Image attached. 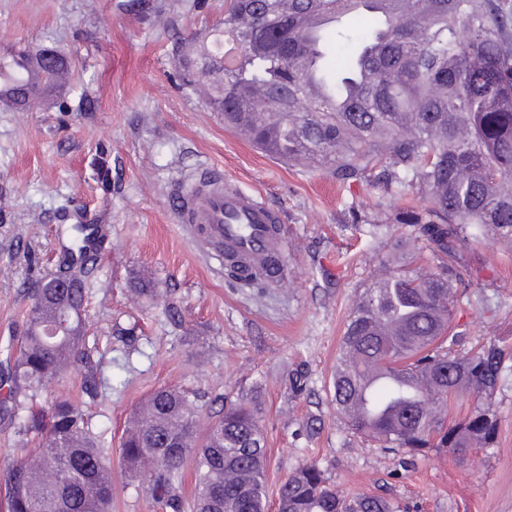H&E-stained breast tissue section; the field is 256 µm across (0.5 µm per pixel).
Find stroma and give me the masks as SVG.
<instances>
[{"instance_id":"1","label":"stroma","mask_w":512,"mask_h":512,"mask_svg":"<svg viewBox=\"0 0 512 512\" xmlns=\"http://www.w3.org/2000/svg\"><path fill=\"white\" fill-rule=\"evenodd\" d=\"M224 26V0H0V55L53 48L69 80L37 106L0 102V470L15 445L9 358L24 331L29 288L49 278L69 225L105 234L91 276L88 344L109 385L89 397L80 376L39 389L76 402L112 440V512H153L121 436L153 391L193 392L210 418L248 393L267 440L269 512L299 465L317 462L344 495L381 496L403 512H512V242L462 245L472 286L453 324L465 353L506 356L492 402L494 447L412 457L350 430L333 400L336 353L363 291L385 261L427 269L431 252L401 231L371 238L348 210L373 215L419 204L412 193L357 192L325 171L288 165L224 125L202 90L177 78L175 45ZM208 168L262 196L289 228L288 275L269 288L226 285L174 216V183ZM151 282L135 295L132 279Z\"/></svg>"}]
</instances>
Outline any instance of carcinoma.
Segmentation results:
<instances>
[{
    "mask_svg": "<svg viewBox=\"0 0 512 512\" xmlns=\"http://www.w3.org/2000/svg\"><path fill=\"white\" fill-rule=\"evenodd\" d=\"M353 0H224V34L176 45L180 79L197 63L213 77L209 100L224 126L266 153L328 170L349 191L373 186L394 197L409 189L427 201L376 222L354 209L352 222L377 237L392 225L414 228L434 255L433 270L390 269L354 305L333 383L336 411L379 447L411 456L430 448L460 455L490 448L497 417L490 400L504 353L493 343L455 354L456 265L467 240H512V0H377L384 13L350 8ZM330 14L366 19L341 50L344 34L325 27L311 44L309 22ZM317 74L306 68L310 51ZM27 52L0 55V101L48 94L67 79ZM317 77L329 93L313 98ZM57 272L31 291L12 368L17 442L31 453L0 474V512H112L109 443L68 399L48 404L37 389L80 370L88 394L105 382L85 347L88 277L96 264L88 227L73 226ZM57 279L68 281L58 290ZM414 379L404 385L394 376ZM484 399L448 422L458 399ZM379 420L347 412L350 402ZM147 415L121 438V458L136 472L157 460L148 498L163 512H266V439L257 408L242 399L213 417L203 440L201 415L184 392L159 389ZM194 464L191 497L184 466ZM278 512H398L379 496L348 498L320 466L305 463L280 485Z\"/></svg>",
    "mask_w": 512,
    "mask_h": 512,
    "instance_id": "1",
    "label": "carcinoma"
}]
</instances>
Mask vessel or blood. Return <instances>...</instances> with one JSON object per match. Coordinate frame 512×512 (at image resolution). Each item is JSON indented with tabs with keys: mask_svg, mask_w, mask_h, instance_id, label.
<instances>
[{
	"mask_svg": "<svg viewBox=\"0 0 512 512\" xmlns=\"http://www.w3.org/2000/svg\"><path fill=\"white\" fill-rule=\"evenodd\" d=\"M181 201L176 221L186 234L206 243L211 260L242 278L286 277L281 213L220 174H191L177 183Z\"/></svg>",
	"mask_w": 512,
	"mask_h": 512,
	"instance_id": "1",
	"label": "vessel or blood"
}]
</instances>
